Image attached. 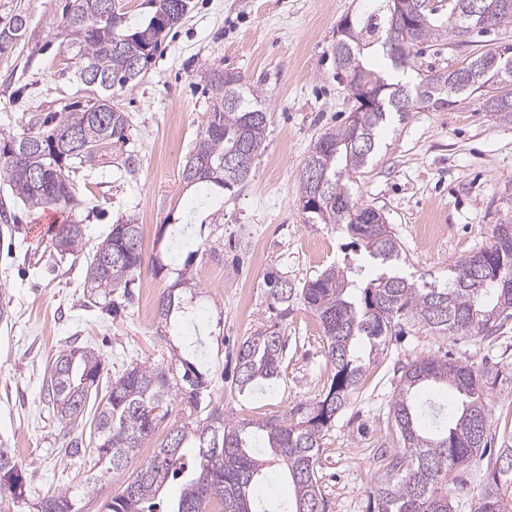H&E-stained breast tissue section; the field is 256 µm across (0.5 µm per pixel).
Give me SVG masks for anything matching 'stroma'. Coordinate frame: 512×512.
Returning <instances> with one entry per match:
<instances>
[{
    "instance_id": "stroma-1",
    "label": "stroma",
    "mask_w": 512,
    "mask_h": 512,
    "mask_svg": "<svg viewBox=\"0 0 512 512\" xmlns=\"http://www.w3.org/2000/svg\"><path fill=\"white\" fill-rule=\"evenodd\" d=\"M375 0H191L185 19L163 41L155 62L133 89L116 92L132 119L125 143L109 149L72 179L83 205L77 215L87 247H96L122 216L138 219L145 256L159 242L176 259L157 275L143 266L119 313L89 305L86 256L53 251L50 234L31 236L42 210L28 209L0 180V289L12 315L0 322V440L15 449L29 498L66 490L79 512H97L115 482L89 484L92 457L61 450L88 439V428H61L47 404L46 368L61 350L94 348L109 372L135 362L170 367L179 346L209 379L201 402L258 419L317 398L330 375L323 333L314 314L294 302L281 319L265 303V278L277 272L295 287L330 264L357 258L358 247L333 224H308L299 206V172L317 138L339 126L354 102L336 76L337 23L373 10ZM29 25L15 49L0 55V132L40 127L49 116L85 100L89 90L69 64L59 0H0ZM512 44V26L449 34L413 58L407 78L456 68L473 53ZM219 67L259 86L271 114L264 149L249 180L212 195L186 187L184 165L204 131L215 97L207 71ZM486 92L454 96L451 105L422 108L392 124L353 192L379 209L400 239L406 272L445 276L448 267L484 246L512 200V121L485 108ZM134 172H127L126 162ZM198 288L194 320L164 331L143 300L157 302L180 269ZM276 326L286 355L274 388L238 396L235 349L255 330ZM443 354L502 377L488 394L494 447L512 446V320L486 340L440 337L409 328L372 361L366 379L336 416L320 458L325 512H368L369 492L392 453L389 401L400 369Z\"/></svg>"
}]
</instances>
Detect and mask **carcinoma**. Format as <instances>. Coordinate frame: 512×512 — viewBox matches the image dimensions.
<instances>
[{
    "instance_id": "cac0c4a2",
    "label": "carcinoma",
    "mask_w": 512,
    "mask_h": 512,
    "mask_svg": "<svg viewBox=\"0 0 512 512\" xmlns=\"http://www.w3.org/2000/svg\"><path fill=\"white\" fill-rule=\"evenodd\" d=\"M100 0H65L62 19L75 73L90 68L99 82L85 83L92 96L51 118L52 126L20 134L0 132V177L7 179L12 195L32 208L51 206L65 215L55 226L53 248L75 254L84 247V225L72 218L79 204L70 174L95 161L103 149L126 140L130 117L114 100V93L135 87L145 76L169 29L186 13L173 12L169 0H147L150 16L133 28L126 13L102 16ZM411 0L400 20L385 9L382 0L374 11L355 16L347 37L357 77L368 85L369 99L355 102L354 111L341 127L328 128L316 141L303 167H315L326 177L318 198L301 186L299 198L308 224H336L363 249L360 264L334 263L296 288L288 278L267 276L268 309L285 319L290 305L301 300L317 317L324 336L331 376L319 398L300 401L267 419L235 420L224 406H201L199 390L207 387L205 375L193 364L185 366L182 380L188 422L170 430L152 458L121 481L104 504L105 512H156L155 500L169 478L191 468L178 499L169 512H259L252 489L260 476L277 466L288 473L294 486L291 506L283 512H325L319 485L318 464L324 438L336 414L349 402L366 378L368 355L385 349L388 340L410 324L435 336L489 337L512 318V215L492 225L485 246L448 268V278L407 276L400 269L402 245L380 210L356 201L352 185L378 148L380 132L394 120L409 118L414 107L401 110L398 100L409 91L417 101L418 90L441 77L426 75L414 87L390 83L371 68L368 54L381 48L393 69L411 63L412 50L449 32H462L468 0ZM492 27L512 25V0H486ZM28 20L15 10L0 15V53L13 48L25 34ZM139 57L138 71L131 70ZM490 81L498 67L487 50L473 56ZM208 81L215 103L205 130L197 139L182 178L198 189L231 190L245 183L261 153L270 122L259 88L237 74L212 68ZM486 108L512 119V95L494 94ZM246 159L243 169L229 166V155ZM156 274L168 270L164 254L145 258L140 224L133 216L112 225L107 236L86 261L84 287L93 304L116 309L112 294L128 297L133 275L145 262ZM185 272L161 294L157 317L163 327L171 319H190L185 294L191 290ZM280 332L266 328L244 338L237 350L235 387L245 393L259 384L272 386L283 363ZM104 360L91 348L71 347L53 359L47 380L48 403L58 423L68 428L83 421L86 407L103 388ZM500 372L478 369L467 363L433 355L401 367L400 385L390 405L392 441L396 445L384 473L372 486L369 512H456L453 502L463 489L457 469L487 459L486 481L475 512H505L512 499V448L486 456L489 386ZM427 385L452 388L457 411L447 417L434 404L420 405L416 392ZM106 401L96 406L91 421L94 447L77 441L64 454L77 457L93 453V481L123 476L158 421L169 412L173 396L170 369L154 363H136L112 377ZM194 449L192 463L185 449ZM26 504L21 466L14 452L0 443V506ZM32 512H75L68 493L45 495L32 504Z\"/></svg>"
}]
</instances>
